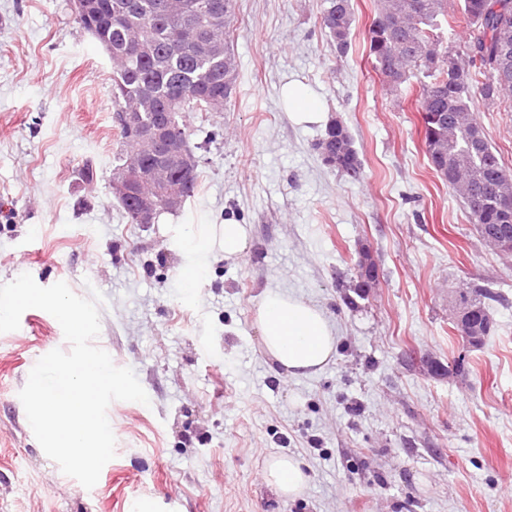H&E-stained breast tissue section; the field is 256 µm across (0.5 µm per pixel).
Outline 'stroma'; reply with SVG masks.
Returning a JSON list of instances; mask_svg holds the SVG:
<instances>
[{
	"mask_svg": "<svg viewBox=\"0 0 512 512\" xmlns=\"http://www.w3.org/2000/svg\"><path fill=\"white\" fill-rule=\"evenodd\" d=\"M323 0H237V90L224 111L186 113L198 186L148 227L109 189L124 146L112 62L70 0H0V284L99 290L96 346L133 368L149 404L115 401L116 455L84 488L44 453L18 393L60 347L57 320L25 311L0 334V512H512V255L479 236L422 139L421 77L396 91L368 55L376 0H352L339 54ZM291 82L349 130L363 175L323 164V125L299 126ZM474 115L512 172V99L473 97ZM97 169L87 185L85 164ZM248 225L237 258H207L184 299L171 225ZM39 237H32V229ZM378 284L351 287L361 248ZM498 294L491 331L470 346L454 323L463 290ZM320 305L337 354L320 373L277 376L253 314L265 292ZM444 373L431 372V365ZM302 456L296 500L263 482L267 460Z\"/></svg>",
	"mask_w": 512,
	"mask_h": 512,
	"instance_id": "1",
	"label": "stroma"
}]
</instances>
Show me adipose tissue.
<instances>
[{
	"mask_svg": "<svg viewBox=\"0 0 512 512\" xmlns=\"http://www.w3.org/2000/svg\"><path fill=\"white\" fill-rule=\"evenodd\" d=\"M175 246L203 256L220 250L225 257H239L250 246L246 225L233 219L221 224H182L174 237ZM253 323L261 345L285 376L319 373L337 352L336 330L325 312L314 302L285 290L268 291L258 305ZM263 480L281 498L305 493L310 476L303 459L278 455L267 462Z\"/></svg>",
	"mask_w": 512,
	"mask_h": 512,
	"instance_id": "ef3b65f1",
	"label": "adipose tissue"
}]
</instances>
